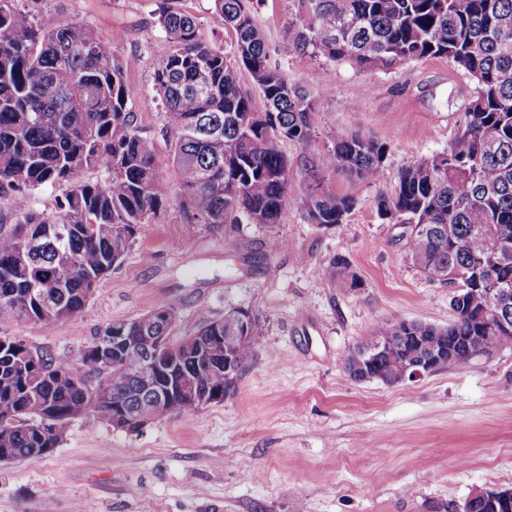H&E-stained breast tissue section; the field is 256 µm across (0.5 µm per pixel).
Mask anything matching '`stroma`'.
Returning a JSON list of instances; mask_svg holds the SVG:
<instances>
[{
  "instance_id": "obj_1",
  "label": "stroma",
  "mask_w": 512,
  "mask_h": 512,
  "mask_svg": "<svg viewBox=\"0 0 512 512\" xmlns=\"http://www.w3.org/2000/svg\"><path fill=\"white\" fill-rule=\"evenodd\" d=\"M288 2L263 0L255 18L270 64L321 109L313 139L284 146L291 179L306 185L308 166L320 167L323 188L351 194L356 206L331 226L308 223L293 203L280 223L225 227L169 202L81 313L48 329L6 324L28 346L75 361L104 326L162 301L178 312L176 337L235 309L258 314L266 333L223 401L137 433L89 417L51 455L0 463V512H450L477 491L512 488V347L394 386L343 369L377 323L453 319V289L414 265L401 227L382 223L375 202L410 156L447 149L475 84L441 58L364 70L289 52ZM160 3L42 0L39 17L78 16L137 58V121L166 163L168 116L152 80L166 50ZM358 129L388 145L378 182L322 167L332 134ZM338 256L361 287L325 280Z\"/></svg>"
}]
</instances>
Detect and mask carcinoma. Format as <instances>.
Segmentation results:
<instances>
[{
  "label": "carcinoma",
  "mask_w": 512,
  "mask_h": 512,
  "mask_svg": "<svg viewBox=\"0 0 512 512\" xmlns=\"http://www.w3.org/2000/svg\"><path fill=\"white\" fill-rule=\"evenodd\" d=\"M232 51L202 38L196 18L164 4L156 26L167 51L153 81L170 118L171 163L177 182L164 175L151 140L132 110L129 84L134 61L112 47L82 19L39 21L24 0H0V191L16 196L15 221L0 226V325L33 322L50 327L80 313L97 283L129 251L140 227L177 200L200 224H278L296 194L287 142L306 144L320 114L316 97L268 62L254 0H210ZM294 37L289 49L350 61L360 68L396 69L445 58L475 83L464 126L448 149L413 157L401 168L394 192L376 208L385 224H406L404 247L430 272L443 270L457 288L453 300L473 313L482 298L469 276L483 262L494 281L512 289V266L492 263L497 243L512 242V0H293ZM246 69L261 92L256 102L238 81ZM387 145L359 131L332 138L323 165L358 180L377 181ZM97 172L95 180L84 178ZM63 194L51 210L29 203L42 187ZM310 224H339L356 200L310 185L300 198ZM58 284L62 315L43 316L31 271ZM325 279L358 287L350 263L333 259ZM169 321L146 327L126 323L130 336H162ZM420 335L452 352V364L472 358L463 337L476 328L457 319L444 328L415 325ZM239 336L236 311L206 318L178 338V369L196 393L224 384V361L198 354L200 336ZM247 365L265 336V321L248 324ZM393 324L372 328L359 346L389 342ZM0 345V462L46 456L68 427L90 416L112 423L150 398L136 374L144 359L129 352L124 364L102 367L83 357L37 355ZM105 388L108 399L93 392ZM188 397L159 405L155 420L191 413Z\"/></svg>",
  "instance_id": "1"
}]
</instances>
